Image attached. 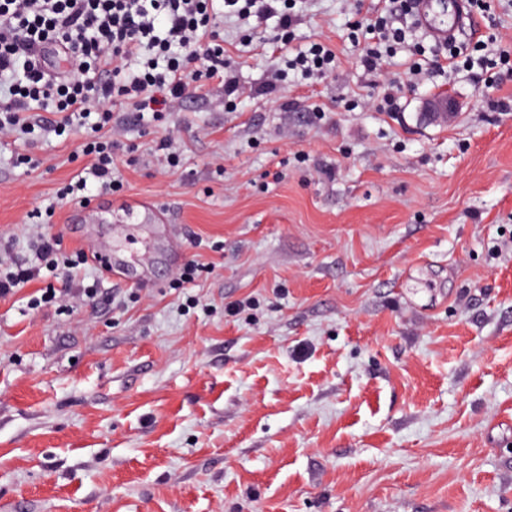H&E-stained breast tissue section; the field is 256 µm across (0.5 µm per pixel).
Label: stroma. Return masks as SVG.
Segmentation results:
<instances>
[{
    "mask_svg": "<svg viewBox=\"0 0 512 512\" xmlns=\"http://www.w3.org/2000/svg\"><path fill=\"white\" fill-rule=\"evenodd\" d=\"M288 6L290 49L329 43L335 71L272 86L278 17L213 0L241 95L116 109L123 187L88 184L85 220L57 197L80 131L0 136L1 266L36 231L127 258L0 298V512H512V111L427 67L383 112L409 50L435 51L422 29L371 73L354 0ZM475 19L472 42L511 38L512 0ZM440 92L447 121L422 110Z\"/></svg>",
    "mask_w": 512,
    "mask_h": 512,
    "instance_id": "obj_1",
    "label": "stroma"
}]
</instances>
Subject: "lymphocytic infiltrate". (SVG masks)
Here are the masks:
<instances>
[{
	"label": "lymphocytic infiltrate",
	"instance_id": "lymphocytic-infiltrate-1",
	"mask_svg": "<svg viewBox=\"0 0 512 512\" xmlns=\"http://www.w3.org/2000/svg\"><path fill=\"white\" fill-rule=\"evenodd\" d=\"M413 0H380L367 24L384 50L368 48L362 58L376 71L383 54L394 53L405 34L398 19L409 16ZM210 26L209 0H0V133H28L35 123L53 127L82 121L91 102L102 104L99 127H111V104L130 112L159 101L183 97L201 80L222 78L224 48ZM54 49L67 70L47 73L41 59ZM166 67H159V57ZM143 58V72L131 75L128 61ZM51 109L52 118L36 120L33 105ZM112 140L86 141L82 152L102 192L122 187L112 157ZM60 243L38 235L35 260L0 277V296L37 278L41 264L52 262Z\"/></svg>",
	"mask_w": 512,
	"mask_h": 512
}]
</instances>
